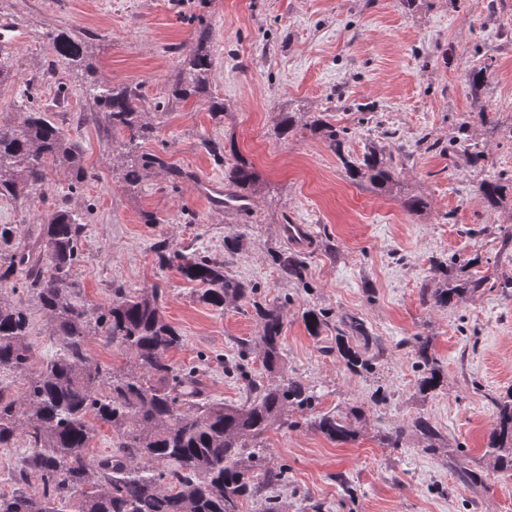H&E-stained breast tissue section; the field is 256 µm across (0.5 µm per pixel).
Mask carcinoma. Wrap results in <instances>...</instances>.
Returning a JSON list of instances; mask_svg holds the SVG:
<instances>
[{
  "label": "carcinoma",
  "instance_id": "1",
  "mask_svg": "<svg viewBox=\"0 0 512 512\" xmlns=\"http://www.w3.org/2000/svg\"><path fill=\"white\" fill-rule=\"evenodd\" d=\"M54 49L67 65L85 61L84 43L70 36L56 37ZM179 53L172 99L196 96L212 118L224 115V100L209 95L213 55L207 29L199 28ZM88 98L100 124L119 136L124 153L134 158L119 171L123 182L135 186L152 168L166 170L173 180L183 177L180 168L160 155L140 152L154 137L155 126L142 119L139 85L94 87ZM308 129L338 156L352 182L379 189L394 183L393 158L377 148L356 160L345 156L346 130L333 125L328 114L320 113ZM203 145L224 166V188L234 198L250 199L258 175L248 160L233 146L225 149L211 140ZM58 167L77 182L86 177L81 151L49 113L30 104L16 119L0 118L1 197L26 202L43 192ZM508 184L512 186V177L501 174L482 180L479 191L487 206L497 203ZM86 230L81 215L63 208L44 224H0V447L22 438L30 448L24 463L9 475L12 490L0 491V512H241L242 501L259 488L254 470L264 459V436L275 426L297 425L291 412L311 410L316 403L310 387L283 372L281 307L257 301V285L231 275L222 258L172 255L164 245L157 249L160 265L177 259L182 275L201 285L203 303L218 310L243 303L253 307L261 324L257 346L262 365L278 374L275 383L253 386L244 405L202 402L199 392L185 391L189 378L169 362V352L183 338L164 318L162 289L115 288L109 304L98 311L79 299L73 268ZM271 259L281 280L307 286L309 264L302 251H278ZM23 270L24 287L47 317L54 350L24 392L15 394L6 379L29 368V318L3 284ZM484 285L475 280L426 289L422 299L446 307ZM302 319L314 337L336 331L327 351L347 369H372L376 337L362 319L350 315L334 322L329 310L315 307L306 309ZM91 337L124 352L130 364L117 369L91 360L86 349ZM414 352L421 368L418 389L430 393L440 384L439 362L427 339H417ZM495 406L486 455L494 469L512 475V392L495 400ZM362 414L358 407L350 410L356 419ZM348 416L328 412L312 425L332 441H349L355 429ZM100 426L112 432L111 451L94 457L89 448ZM412 427L429 443L438 437L424 417L415 418ZM34 473L41 484L31 493Z\"/></svg>",
  "mask_w": 512,
  "mask_h": 512
}]
</instances>
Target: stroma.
Returning <instances> with one entry per match:
<instances>
[{"mask_svg": "<svg viewBox=\"0 0 512 512\" xmlns=\"http://www.w3.org/2000/svg\"><path fill=\"white\" fill-rule=\"evenodd\" d=\"M201 24L213 36L218 120L202 103L168 100L178 49ZM61 34L84 40L91 68L56 61ZM482 64L487 80L475 91L467 72ZM0 67L8 72L0 118H13L33 93L87 170L78 184L54 171L23 205L0 198V224H41L62 205L83 213L74 269L83 301L107 306L119 285L163 289L165 317L184 338L170 362L193 372L208 400L230 405L246 401L250 382L270 378L254 347L258 319L247 305L219 311L200 302L197 284L176 265L160 266L154 246L220 255L225 238L241 236L229 271L256 283L259 301L282 306L285 371L318 397L313 409L292 412L294 428L265 436L266 465L287 467L275 490L279 512H512V479L485 454L493 401L512 389V288L499 285L512 279V191L486 208L483 174L467 153L417 147L424 136L443 146L465 138L512 175V0H0ZM91 81L139 85L144 118L158 128L144 151L189 179L152 168L138 186L119 182L112 168L124 159L91 116ZM483 109L484 123L474 117ZM288 112L298 126L282 140ZM321 112L347 128L346 155L374 146L394 158V186L350 182L305 127ZM208 139L235 144L255 167L249 213L215 208L200 194V182L224 181ZM412 196L427 208L410 213ZM288 216L312 233L304 287L279 280L271 260L288 246L280 233ZM436 259L486 288L446 308L424 304L422 289L442 285L430 273ZM11 283L29 315L35 371L53 347L47 318L22 277ZM310 306L366 322L378 338L373 371L351 373L326 353L331 332L311 336L302 321ZM416 336L430 338L442 367L440 387L426 395L417 387ZM237 360L247 377L225 374V362ZM356 405L364 413L352 440H329L311 425ZM419 416L440 433L433 449L410 429ZM399 428V447H388ZM464 470L479 472L481 485L464 482Z\"/></svg>", "mask_w": 512, "mask_h": 512, "instance_id": "1", "label": "stroma"}]
</instances>
